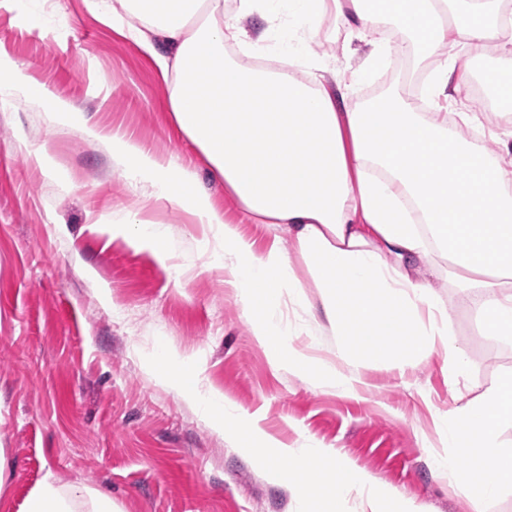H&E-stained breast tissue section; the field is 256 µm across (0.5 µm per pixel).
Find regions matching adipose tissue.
<instances>
[{"mask_svg": "<svg viewBox=\"0 0 512 512\" xmlns=\"http://www.w3.org/2000/svg\"><path fill=\"white\" fill-rule=\"evenodd\" d=\"M91 0L106 25L149 56L167 85L168 112L179 135L255 224L285 234L257 250L198 186L195 171L176 167L134 139L85 125V133L112 147V161L148 198L188 207L224 244L220 262L235 288L257 341L278 364L317 385L346 395L365 387L362 369H400L443 357L449 378L467 367L452 339L451 314L434 288L441 276L477 289L475 306L486 329L512 335V140L496 138L486 154L467 128L475 112L449 121L470 85L467 66L444 56L445 47L494 46L487 77L496 95L512 101V15L500 0ZM340 16L349 40L369 53L351 73L337 70L312 45L329 11ZM258 16L256 32L241 21ZM400 38L379 32L380 18ZM244 55L286 56L269 69L226 55L227 43ZM393 54L433 60L423 87L432 106L421 112L403 90L365 107L339 109L351 87L374 75ZM45 104L56 120L82 122L68 103L43 85L0 65V95ZM302 262L318 299L303 292L294 264ZM294 302L336 338L335 361L293 348L295 331L282 318ZM443 447L439 470L471 462L458 490L483 512L499 488L512 487V451L501 431L512 427V375L478 399L435 421ZM23 512H121L111 496L82 486L43 480Z\"/></svg>", "mask_w": 512, "mask_h": 512, "instance_id": "adipose-tissue-1", "label": "adipose tissue"}]
</instances>
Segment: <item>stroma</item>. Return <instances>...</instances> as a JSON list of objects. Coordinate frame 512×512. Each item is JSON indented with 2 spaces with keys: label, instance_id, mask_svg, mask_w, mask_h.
Returning <instances> with one entry per match:
<instances>
[{
  "label": "stroma",
  "instance_id": "stroma-1",
  "mask_svg": "<svg viewBox=\"0 0 512 512\" xmlns=\"http://www.w3.org/2000/svg\"><path fill=\"white\" fill-rule=\"evenodd\" d=\"M321 30L318 54L346 72L362 64L367 46L344 53L337 15ZM0 57L104 132L194 167L228 221L257 247L271 243L273 230L244 216L173 128L153 60L84 0H0ZM23 143L43 148L49 167L32 166ZM130 212L167 230L166 258L114 230ZM216 251L184 207L144 202L81 125L0 102V512H21L47 477L105 491L122 512H295L288 487L155 380L146 358L162 343L196 363L201 391L228 397L289 447L321 442L421 512H470L433 462V417L512 374V339L486 334L444 278L436 289L468 358L456 380L436 355L403 371L367 365L357 395L319 388L269 358Z\"/></svg>",
  "mask_w": 512,
  "mask_h": 512
}]
</instances>
